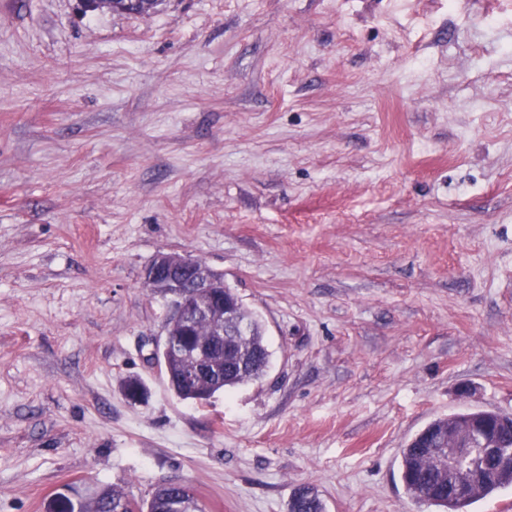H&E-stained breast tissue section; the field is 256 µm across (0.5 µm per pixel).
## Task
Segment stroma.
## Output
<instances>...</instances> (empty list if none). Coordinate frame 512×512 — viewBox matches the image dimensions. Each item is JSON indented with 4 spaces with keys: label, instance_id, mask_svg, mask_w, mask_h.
Masks as SVG:
<instances>
[{
    "label": "stroma",
    "instance_id": "stroma-1",
    "mask_svg": "<svg viewBox=\"0 0 512 512\" xmlns=\"http://www.w3.org/2000/svg\"><path fill=\"white\" fill-rule=\"evenodd\" d=\"M162 252L262 319L261 381L171 395ZM468 409L512 414V0H0V512H438L401 450ZM167 486L180 487L181 482L167 481ZM165 485L157 486L148 500L138 502L113 485L98 486L92 495H82L71 488L76 497L67 499L62 512H203L193 489L186 485L181 490H172ZM146 509V510H144ZM287 509L288 512H325V505L314 487L304 485L294 490Z\"/></svg>",
    "mask_w": 512,
    "mask_h": 512
}]
</instances>
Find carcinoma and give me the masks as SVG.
<instances>
[{"mask_svg":"<svg viewBox=\"0 0 512 512\" xmlns=\"http://www.w3.org/2000/svg\"><path fill=\"white\" fill-rule=\"evenodd\" d=\"M250 335L244 342L251 349V360L244 368L227 366L202 378L195 387L181 383L180 375L188 368L180 344L190 339L209 341V356L221 358L224 354V339L209 335L210 325L205 320H196L192 325L193 336H173L171 346L157 353V362L163 366L169 391L177 398L203 406L216 393L230 391L235 387L261 380L269 366L270 352L265 339L262 322L250 313ZM499 440L504 445L512 444V418L502 416L492 419ZM428 450L419 447V442L408 441L401 454V474L407 495L416 503H429L444 508V512H469L468 507L496 491L512 486V466L501 467L499 478L479 485L468 498L432 496L428 481L434 475L427 460ZM63 512H203L198 498L190 486L172 490L165 485L157 486L148 500L139 502L113 485H101L89 496L76 494L67 498ZM288 512H325V505L318 491L311 486L297 487L288 501Z\"/></svg>","mask_w":512,"mask_h":512,"instance_id":"cac0c4a2","label":"carcinoma"}]
</instances>
